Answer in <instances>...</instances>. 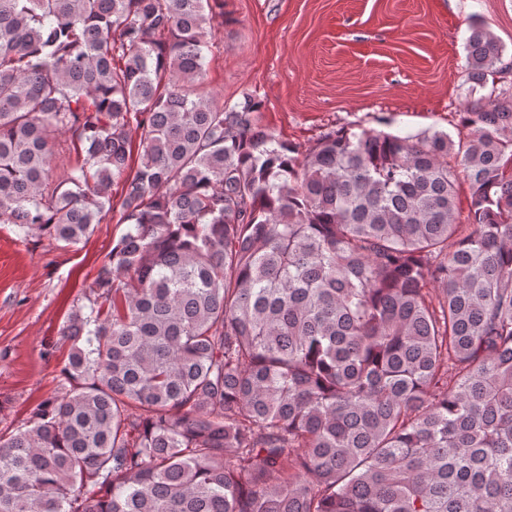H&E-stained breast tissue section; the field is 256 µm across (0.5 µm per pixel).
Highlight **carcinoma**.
<instances>
[{
  "instance_id": "cac0c4a2",
  "label": "carcinoma",
  "mask_w": 512,
  "mask_h": 512,
  "mask_svg": "<svg viewBox=\"0 0 512 512\" xmlns=\"http://www.w3.org/2000/svg\"><path fill=\"white\" fill-rule=\"evenodd\" d=\"M222 24L0 0V224L127 225L65 386L0 434V512H512V62L474 21L456 135L302 151L203 85Z\"/></svg>"
}]
</instances>
